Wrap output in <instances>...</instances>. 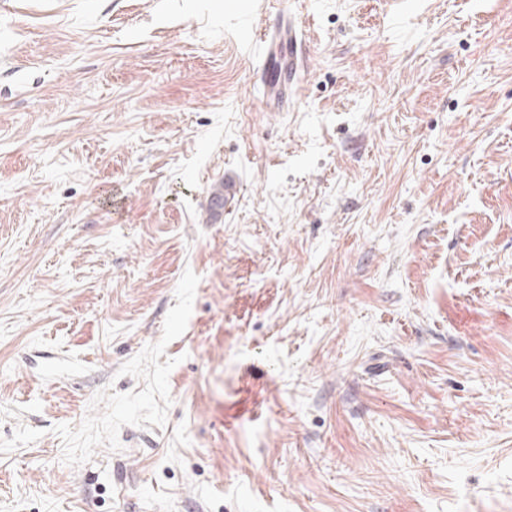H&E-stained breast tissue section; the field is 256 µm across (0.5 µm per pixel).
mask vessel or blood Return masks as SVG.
Wrapping results in <instances>:
<instances>
[{
    "mask_svg": "<svg viewBox=\"0 0 512 512\" xmlns=\"http://www.w3.org/2000/svg\"><path fill=\"white\" fill-rule=\"evenodd\" d=\"M248 46H256L262 55L263 105L276 111L296 97L306 59L302 50V35L293 20H284L275 29L259 28L247 34Z\"/></svg>",
    "mask_w": 512,
    "mask_h": 512,
    "instance_id": "vessel-or-blood-1",
    "label": "vessel or blood"
}]
</instances>
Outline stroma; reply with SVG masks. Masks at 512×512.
I'll list each match as a JSON object with an SVG mask.
<instances>
[{"label":"stroma","instance_id":"35a3bbf8","mask_svg":"<svg viewBox=\"0 0 512 512\" xmlns=\"http://www.w3.org/2000/svg\"><path fill=\"white\" fill-rule=\"evenodd\" d=\"M0 512H512V0H0ZM247 46L261 50L264 86L263 105L269 111L283 107L296 97L306 68L302 35L295 22L286 16L275 29L259 28L247 33Z\"/></svg>","mask_w":512,"mask_h":512}]
</instances>
